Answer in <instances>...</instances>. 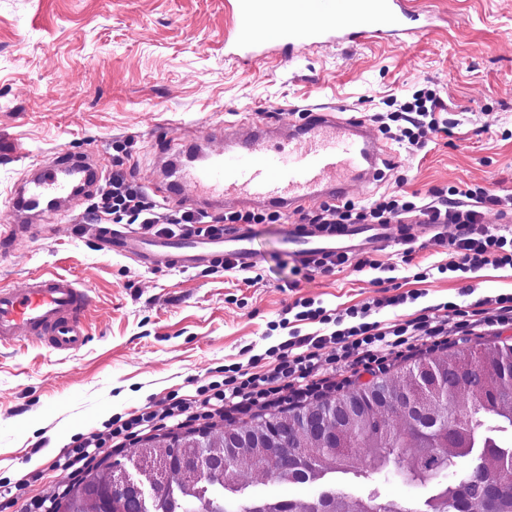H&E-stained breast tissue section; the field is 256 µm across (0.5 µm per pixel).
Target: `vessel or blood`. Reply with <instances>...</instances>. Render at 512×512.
<instances>
[{
  "mask_svg": "<svg viewBox=\"0 0 512 512\" xmlns=\"http://www.w3.org/2000/svg\"><path fill=\"white\" fill-rule=\"evenodd\" d=\"M242 24L224 41L227 59L242 65L277 47L292 63L306 48L323 43L357 44L371 36L400 42L427 27L428 18L409 0H234ZM200 163L169 162L167 176L182 204L207 209H253L290 215L310 202L337 203L353 186L375 181L389 153L361 119H337L327 110L308 111L303 126L253 122L241 127L212 126ZM100 154L58 152L24 175L13 192L11 223L0 226V253L18 241L54 232L48 217L67 212L70 199L99 185ZM390 224H339L319 228L289 224L284 230L294 258L312 265L338 255L358 256L385 248ZM100 249L149 269L254 267L255 236L245 225L225 234L163 236L109 224L94 227ZM93 299L77 280L51 273L35 275L20 287H0V345L21 340L57 353L82 348L89 340L87 314Z\"/></svg>",
  "mask_w": 512,
  "mask_h": 512,
  "instance_id": "b4317fda",
  "label": "vessel or blood"
}]
</instances>
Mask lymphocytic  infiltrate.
Returning <instances> with one entry per match:
<instances>
[{
	"label": "lymphocytic infiltrate",
	"mask_w": 512,
	"mask_h": 512,
	"mask_svg": "<svg viewBox=\"0 0 512 512\" xmlns=\"http://www.w3.org/2000/svg\"><path fill=\"white\" fill-rule=\"evenodd\" d=\"M441 103L429 91L416 94L402 106L396 142L407 149L423 150L439 135H450L447 119L441 117ZM497 208L500 216L512 215V196H500L473 185L463 189L453 187L434 190L428 202H416L406 197L384 196L368 204L345 201L342 204H322L318 210H300V224H392L402 223L413 216L419 224H452L457 228L448 240L455 259L448 271L475 272L487 266H512V239L498 234L483 222L484 212ZM93 223H128L155 234L171 235L192 231L195 225L211 223L210 215L190 208H180L160 215L155 205L146 200V193L132 179L123 161H115L100 202L89 208ZM413 293H401L378 298L354 306L342 313L328 312L324 307L304 300L294 315L295 321L310 320L328 326L329 331L315 336L291 331L288 340L266 351L271 363L267 369L253 371L240 366L224 369L222 380L200 386L194 395L171 398L160 409L143 407L126 415L108 420L104 430L83 435L81 442L53 462L52 467L69 476H79L98 456L106 451L124 448L128 439L168 426L184 427L196 421L212 425L234 422L255 411L280 410L304 403L336 391L341 383L336 379L337 365L348 371H371L380 358L413 356L419 341H429L438 348L449 337L462 336L474 330L476 324L487 326L512 325V294L486 298L485 308L479 309L478 319H459L455 323L438 319L432 307H424L414 319L384 324L373 320L377 309L396 307L416 301Z\"/></svg>",
	"instance_id": "lymphocytic-infiltrate-1"
}]
</instances>
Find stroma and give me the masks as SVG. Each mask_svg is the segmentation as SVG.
Masks as SVG:
<instances>
[{
  "instance_id": "obj_1",
  "label": "stroma",
  "mask_w": 512,
  "mask_h": 512,
  "mask_svg": "<svg viewBox=\"0 0 512 512\" xmlns=\"http://www.w3.org/2000/svg\"><path fill=\"white\" fill-rule=\"evenodd\" d=\"M233 0H0V225L12 187L34 163L60 152L94 151L137 166V183L157 201L161 152L223 123L300 124L307 108L362 118L389 141L385 176L355 188L353 202L382 195L429 196L468 185L512 194V0H417L434 15L414 40L321 44L292 66L277 51L250 66L225 60L224 36L239 17ZM440 97L454 134L421 153L390 142L382 119L418 90ZM90 198L57 216L58 233L21 242L0 261V286L53 271L78 280L94 303L89 341L57 354L32 343L0 348V483L51 468L79 437L123 415L250 365L288 338V306L314 300L344 311L384 297L374 270L354 264L317 273L290 253L283 223L257 225L250 270L148 269L100 250L80 231ZM411 263L390 242L374 260L395 266L400 292L416 301L383 308L381 323L408 320L426 306L473 310L478 299L512 293V268L439 273L452 254L414 234ZM430 269L428 279L415 274ZM473 294H465V287ZM236 498L306 499L326 490L358 493L350 474L277 486L239 468Z\"/></svg>"
}]
</instances>
